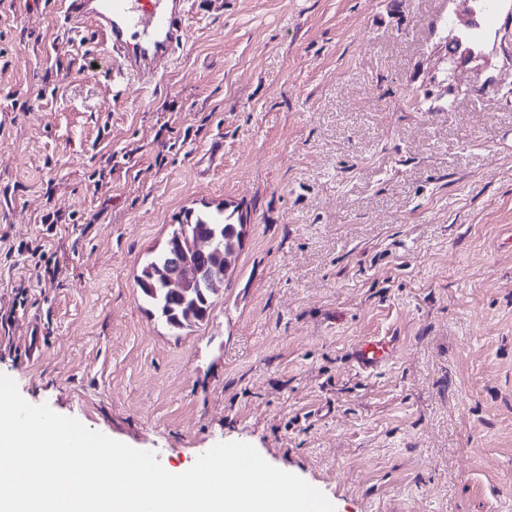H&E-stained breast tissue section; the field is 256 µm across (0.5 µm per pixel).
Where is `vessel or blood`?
<instances>
[{
    "mask_svg": "<svg viewBox=\"0 0 512 512\" xmlns=\"http://www.w3.org/2000/svg\"><path fill=\"white\" fill-rule=\"evenodd\" d=\"M188 0H60V22L72 32L90 27L103 39L116 77L143 88L157 87L189 39ZM384 339L358 341L354 367L369 373L390 359Z\"/></svg>",
    "mask_w": 512,
    "mask_h": 512,
    "instance_id": "1",
    "label": "vessel or blood"
}]
</instances>
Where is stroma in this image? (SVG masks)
Masks as SVG:
<instances>
[{"mask_svg":"<svg viewBox=\"0 0 512 512\" xmlns=\"http://www.w3.org/2000/svg\"><path fill=\"white\" fill-rule=\"evenodd\" d=\"M187 22L147 90L56 0H0V373L168 470L245 442L336 512H512V0H191ZM221 203L248 236L209 321L171 331L140 265ZM365 336L393 339L369 375ZM392 349L385 339L366 338L359 340L350 352L353 366L360 373H371L388 361Z\"/></svg>","mask_w":512,"mask_h":512,"instance_id":"stroma-1","label":"stroma"}]
</instances>
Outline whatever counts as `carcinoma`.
<instances>
[{
	"label": "carcinoma",
	"mask_w": 512,
	"mask_h": 512,
	"mask_svg": "<svg viewBox=\"0 0 512 512\" xmlns=\"http://www.w3.org/2000/svg\"><path fill=\"white\" fill-rule=\"evenodd\" d=\"M242 225V214L224 206L210 210L205 205L201 209L186 210L183 219L173 226L167 243L181 242L184 259L194 263L201 260L193 248L195 235L201 230L207 231L212 243L208 263L216 277L186 298L170 294L164 288L169 256V247H164L142 265L136 276L137 286L152 307L151 315L174 330L190 329L209 320L214 299L224 288L227 273L238 259Z\"/></svg>",
	"instance_id": "1"
}]
</instances>
